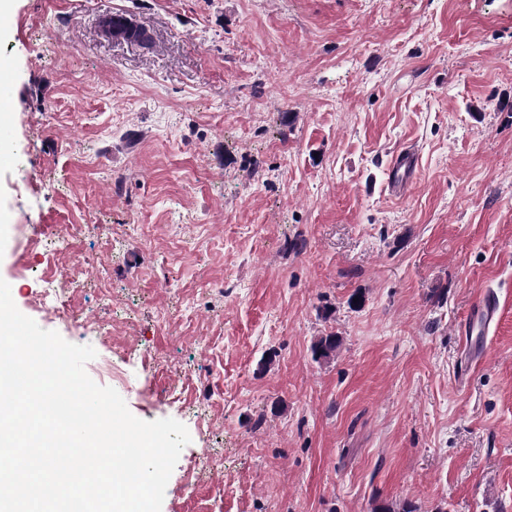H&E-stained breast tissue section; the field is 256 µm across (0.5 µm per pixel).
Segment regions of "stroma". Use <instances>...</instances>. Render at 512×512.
<instances>
[{
	"mask_svg": "<svg viewBox=\"0 0 512 512\" xmlns=\"http://www.w3.org/2000/svg\"><path fill=\"white\" fill-rule=\"evenodd\" d=\"M0 57V278L187 427L161 512H512V0H12ZM417 152L412 147H403L393 151L390 158V178L388 190L394 196H403L417 166ZM475 292L471 314L459 330L461 335L470 341H472L475 326L478 325L485 332L499 310V298L494 289L484 286L476 289Z\"/></svg>",
	"mask_w": 512,
	"mask_h": 512,
	"instance_id": "stroma-1",
	"label": "stroma"
}]
</instances>
